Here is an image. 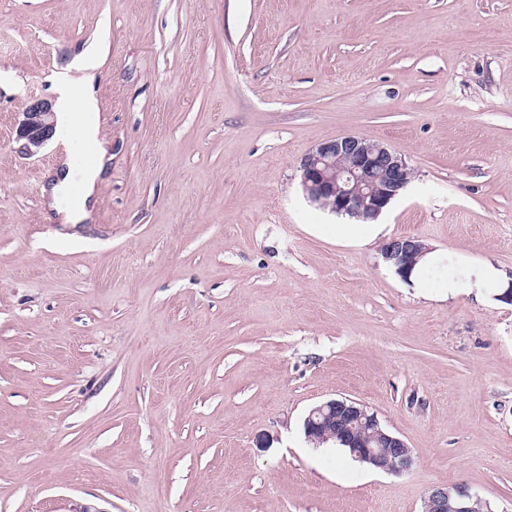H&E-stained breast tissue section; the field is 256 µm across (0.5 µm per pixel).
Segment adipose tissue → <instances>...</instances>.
<instances>
[{
	"label": "adipose tissue",
	"mask_w": 512,
	"mask_h": 512,
	"mask_svg": "<svg viewBox=\"0 0 512 512\" xmlns=\"http://www.w3.org/2000/svg\"><path fill=\"white\" fill-rule=\"evenodd\" d=\"M57 107L64 116L63 141H75L78 148L88 151L94 158L91 166L76 169L71 160H63L52 178L42 188L58 219L65 224H79L89 216V206L97 195L107 162L111 161L109 143L100 134L99 110L96 93L91 83H83L79 92H72L67 80L57 83ZM440 260L434 251L418 261L408 278L409 285L417 289H436L451 296L461 289H472L478 299L497 302L499 296L512 283V277L492 262H483L471 270L465 279L436 276Z\"/></svg>",
	"instance_id": "1"
}]
</instances>
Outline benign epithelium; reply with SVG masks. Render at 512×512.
<instances>
[{"instance_id":"1","label":"benign epithelium","mask_w":512,"mask_h":512,"mask_svg":"<svg viewBox=\"0 0 512 512\" xmlns=\"http://www.w3.org/2000/svg\"><path fill=\"white\" fill-rule=\"evenodd\" d=\"M56 120L52 104L31 99L17 127V141L29 156L52 139ZM300 182L307 199L322 209L344 213L367 222L382 211L410 183L411 168L385 144L356 135L328 139L315 145L300 161ZM424 244L415 237L390 239L382 258L404 280ZM359 461L377 471L403 474L415 458L407 443L386 429L377 415L353 399L339 397L313 407L304 421V436L324 443L336 435ZM481 504L465 484L436 486L424 500L425 512H474Z\"/></svg>"}]
</instances>
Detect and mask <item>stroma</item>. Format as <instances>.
I'll return each instance as SVG.
<instances>
[{
  "label": "stroma",
  "instance_id": "obj_1",
  "mask_svg": "<svg viewBox=\"0 0 512 512\" xmlns=\"http://www.w3.org/2000/svg\"><path fill=\"white\" fill-rule=\"evenodd\" d=\"M63 74L112 143L83 224L16 140ZM344 135L413 170L388 237L512 271V0H0V512H512V304L337 238L299 163ZM339 396L412 470L306 441ZM479 498L465 484L436 486L424 500L425 512H473Z\"/></svg>",
  "mask_w": 512,
  "mask_h": 512
}]
</instances>
